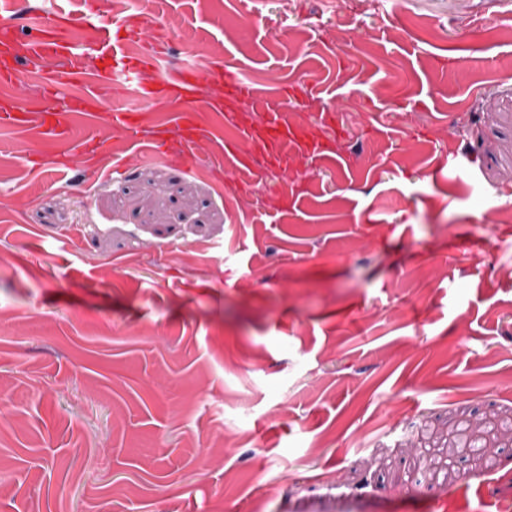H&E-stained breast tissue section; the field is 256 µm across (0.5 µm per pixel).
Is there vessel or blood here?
I'll return each instance as SVG.
<instances>
[{
	"label": "vessel or blood",
	"mask_w": 512,
	"mask_h": 512,
	"mask_svg": "<svg viewBox=\"0 0 512 512\" xmlns=\"http://www.w3.org/2000/svg\"><path fill=\"white\" fill-rule=\"evenodd\" d=\"M60 18L64 26L58 31L40 30L29 36L9 22L0 23L1 83H17L22 64L36 59L54 60L60 64L59 70L49 73L46 78V90L52 96L82 74L84 62L72 54L70 42L77 17L64 11ZM146 29L144 18L139 16L128 20L126 34L122 37L109 27L99 28L97 54L99 60L107 62L109 71L100 75L96 86L100 89L111 87V74L117 71L129 81L145 106L152 107L164 101L180 103L177 136H156L150 151L152 157L189 168L197 147L206 137L203 128L195 121V115L200 111L223 113L225 123L234 130L233 138L225 142V158L247 176L252 173L253 160L259 156L271 167L287 171L328 150L329 145L316 126L289 120L286 104L260 96L233 70H225L220 75L210 68L199 67L181 84H168L154 65L163 42L160 36L147 34ZM136 42L144 45V52H130V45ZM219 80L224 83L223 96H200L201 86ZM31 118L34 117L29 108L19 105L16 100H0L1 125H23ZM37 118L46 139L62 138L68 130L67 123L50 111H42Z\"/></svg>",
	"instance_id": "1"
}]
</instances>
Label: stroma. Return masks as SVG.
<instances>
[{"mask_svg":"<svg viewBox=\"0 0 512 512\" xmlns=\"http://www.w3.org/2000/svg\"><path fill=\"white\" fill-rule=\"evenodd\" d=\"M80 24L0 99L64 108L98 27L157 21L264 97L330 105L334 158L250 186L223 116L114 82L66 139L0 125V512H512V0H28ZM138 132L113 139L116 105ZM297 190L283 208L275 188Z\"/></svg>","mask_w":512,"mask_h":512,"instance_id":"stroma-1","label":"stroma"}]
</instances>
